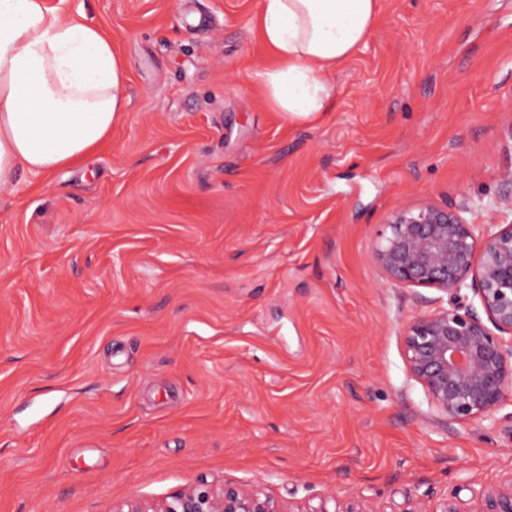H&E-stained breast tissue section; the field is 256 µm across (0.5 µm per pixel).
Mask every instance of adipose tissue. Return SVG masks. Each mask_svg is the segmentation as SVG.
I'll list each match as a JSON object with an SVG mask.
<instances>
[{
    "label": "adipose tissue",
    "instance_id": "obj_1",
    "mask_svg": "<svg viewBox=\"0 0 512 512\" xmlns=\"http://www.w3.org/2000/svg\"><path fill=\"white\" fill-rule=\"evenodd\" d=\"M377 2L261 0L263 38L277 58L261 84L289 121L331 108V79L365 47ZM126 89L122 60L97 24L46 0H0V186L20 168L49 175L81 165L111 138Z\"/></svg>",
    "mask_w": 512,
    "mask_h": 512
}]
</instances>
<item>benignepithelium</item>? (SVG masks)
<instances>
[{
    "label": "benign epithelium",
    "mask_w": 512,
    "mask_h": 512,
    "mask_svg": "<svg viewBox=\"0 0 512 512\" xmlns=\"http://www.w3.org/2000/svg\"><path fill=\"white\" fill-rule=\"evenodd\" d=\"M375 257L398 287L434 288L449 307L416 315L405 326L409 370L422 385L445 425L482 419L512 389V346L499 334H512V224L476 234L460 209L426 201L391 212ZM471 286L488 319L460 306L461 290ZM112 512H385L374 503H336L292 511L259 487L233 483L218 487L186 486L158 502L129 497ZM467 512H512V480L505 487L476 495Z\"/></svg>",
    "instance_id": "obj_1"
}]
</instances>
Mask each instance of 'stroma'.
<instances>
[{"mask_svg":"<svg viewBox=\"0 0 512 512\" xmlns=\"http://www.w3.org/2000/svg\"><path fill=\"white\" fill-rule=\"evenodd\" d=\"M261 0H46L112 39L129 106L78 168L0 188V512L206 483L398 512L512 479V395L439 424L374 259L391 211L512 224V0H379L334 104L258 77Z\"/></svg>","mask_w":512,"mask_h":512,"instance_id":"obj_1","label":"stroma"}]
</instances>
